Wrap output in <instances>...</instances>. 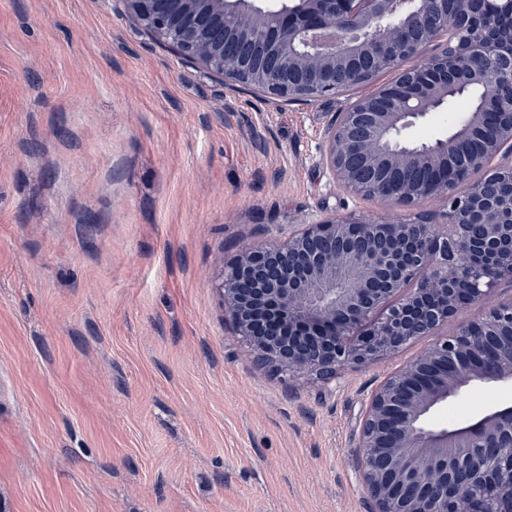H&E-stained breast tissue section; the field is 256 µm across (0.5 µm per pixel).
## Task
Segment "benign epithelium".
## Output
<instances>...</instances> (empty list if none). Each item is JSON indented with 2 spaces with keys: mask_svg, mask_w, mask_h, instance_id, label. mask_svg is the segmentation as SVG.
<instances>
[{
  "mask_svg": "<svg viewBox=\"0 0 512 512\" xmlns=\"http://www.w3.org/2000/svg\"><path fill=\"white\" fill-rule=\"evenodd\" d=\"M186 60L271 98L311 101L395 78L351 102L324 161L347 191L417 207L446 224L349 215L284 244L241 251L220 288L237 333L276 372L331 378L398 352L489 299L512 276V0H123ZM445 40L428 55L429 44ZM483 104L448 135L403 131L469 90ZM414 285L399 302L392 296ZM512 383V301L387 378L362 424V479L377 512H512V405L436 430L427 417L473 382Z\"/></svg>",
  "mask_w": 512,
  "mask_h": 512,
  "instance_id": "benign-epithelium-1",
  "label": "benign epithelium"
}]
</instances>
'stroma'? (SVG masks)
<instances>
[{
	"label": "stroma",
	"instance_id": "stroma-1",
	"mask_svg": "<svg viewBox=\"0 0 512 512\" xmlns=\"http://www.w3.org/2000/svg\"><path fill=\"white\" fill-rule=\"evenodd\" d=\"M354 88L273 99L205 73L122 0H0V512H375L361 420L452 333L335 377L261 365L219 285L246 244L356 214H439L335 183ZM451 100L409 126L447 134ZM512 385L431 414L454 428Z\"/></svg>",
	"mask_w": 512,
	"mask_h": 512
}]
</instances>
